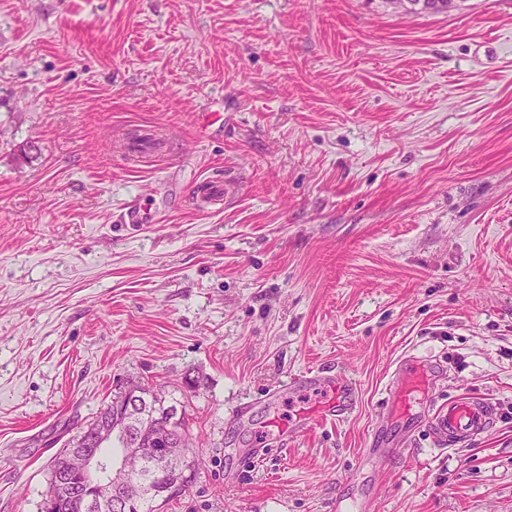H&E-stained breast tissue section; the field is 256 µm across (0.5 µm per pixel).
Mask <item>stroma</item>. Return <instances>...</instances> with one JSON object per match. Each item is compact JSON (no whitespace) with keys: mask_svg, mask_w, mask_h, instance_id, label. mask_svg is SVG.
Segmentation results:
<instances>
[{"mask_svg":"<svg viewBox=\"0 0 512 512\" xmlns=\"http://www.w3.org/2000/svg\"><path fill=\"white\" fill-rule=\"evenodd\" d=\"M147 125L164 152L127 161ZM207 177L237 195L200 209ZM410 356L496 426L444 449L391 411ZM310 369L356 407L286 391ZM129 380L188 398L165 512H512V0H0V512H41ZM328 387L333 393V406L322 411L325 417H342L357 404L356 386L347 377L336 378V381H333Z\"/></svg>","mask_w":512,"mask_h":512,"instance_id":"1","label":"stroma"}]
</instances>
